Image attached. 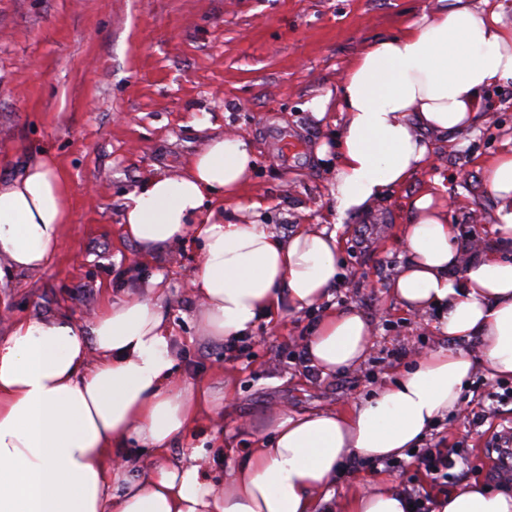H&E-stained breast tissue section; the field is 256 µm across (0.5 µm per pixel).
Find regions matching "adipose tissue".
Segmentation results:
<instances>
[{
    "label": "adipose tissue",
    "mask_w": 512,
    "mask_h": 512,
    "mask_svg": "<svg viewBox=\"0 0 512 512\" xmlns=\"http://www.w3.org/2000/svg\"><path fill=\"white\" fill-rule=\"evenodd\" d=\"M502 9L498 0L479 9L452 0L366 43L347 65L337 88L344 126L331 184L338 217L365 212L412 181L429 160L424 133L444 138L483 122L487 92L512 81V25ZM254 158L249 137L214 135L181 175L144 181L122 216L126 236L146 255L189 231L202 241L189 286L204 335L217 339L330 299L340 272L337 233L327 225L286 237L205 211L206 202L237 196ZM486 184L493 230L510 241L512 146L489 163ZM67 196L47 158L0 180V258L17 271L44 268L69 220ZM407 209L406 260L389 293L408 312L439 308L449 346L420 354L347 408H279L266 421L268 439L230 468L220 488L205 479L196 455L162 457L224 402L175 379L161 278L146 294L105 303L84 324L67 315L15 321L0 341V512H325L348 463L417 446L460 410L475 372L512 377V255L464 246L437 192L412 196ZM372 335L359 310L327 312L305 342L308 363L324 376L357 368ZM472 339L479 354L465 346ZM130 440L159 458L136 479L123 452ZM340 512H410V504L379 476L347 492ZM435 512H512V494L464 481L437 497Z\"/></svg>",
    "instance_id": "adipose-tissue-1"
}]
</instances>
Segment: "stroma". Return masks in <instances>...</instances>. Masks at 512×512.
<instances>
[{
    "label": "stroma",
    "instance_id": "35a3bbf8",
    "mask_svg": "<svg viewBox=\"0 0 512 512\" xmlns=\"http://www.w3.org/2000/svg\"><path fill=\"white\" fill-rule=\"evenodd\" d=\"M437 0H0V179L48 153L66 182L71 221L51 262L19 272L0 259V339L11 323L42 315L84 323L104 302L136 293L163 276V310L175 375L234 397L217 416L180 436L168 455L197 453L207 479L222 486L243 461L264 420L288 407L302 413L345 407L369 397L387 375L425 350L447 346L434 329L437 309L404 311L389 282L404 254L406 201L445 186L448 221L471 246L494 238L495 201L486 164L512 138V82L490 90L489 120L473 132L429 137L431 166L351 214L338 230L342 273L329 309L355 307L373 327V346L356 370L327 376L298 358L319 311H284L259 324L225 354L205 336L188 279L201 254L187 236L143 256L121 224L126 197L148 178L182 173L217 133L253 142L256 163L239 200L225 203L228 224H268L291 235L331 223V182L343 129L336 103L324 118L309 107L335 90L339 76L368 42L397 34ZM291 139L296 154L282 158ZM259 210H251V203ZM512 424V404L470 426L449 415L426 442L466 449L449 486L463 479L490 484L491 454L475 448Z\"/></svg>",
    "mask_w": 512,
    "mask_h": 512
}]
</instances>
